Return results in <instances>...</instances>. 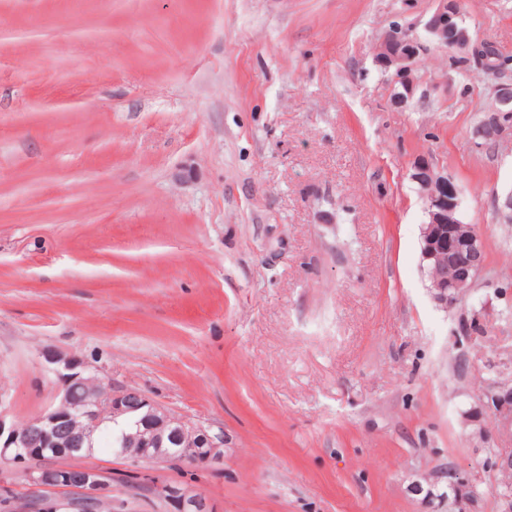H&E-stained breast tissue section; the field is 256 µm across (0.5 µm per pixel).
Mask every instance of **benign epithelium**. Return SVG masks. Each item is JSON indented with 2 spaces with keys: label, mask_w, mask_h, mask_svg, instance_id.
<instances>
[{
  "label": "benign epithelium",
  "mask_w": 512,
  "mask_h": 512,
  "mask_svg": "<svg viewBox=\"0 0 512 512\" xmlns=\"http://www.w3.org/2000/svg\"><path fill=\"white\" fill-rule=\"evenodd\" d=\"M459 17V0H436V7L424 24L427 39L392 31L382 38L374 62L382 71L391 74L396 89L394 106L404 107L412 102L417 90L414 74L417 59L434 46L465 53L482 71L500 74L496 63L491 61L498 53H487L486 42L473 39L468 28L458 26ZM487 133L495 139L512 133V82L495 86L494 103L486 109L472 137L478 140ZM411 179L420 187L425 201L426 222L422 225L421 253L423 260L435 269L428 280V288L440 308H453L485 267L484 239L475 227L462 226L459 190L447 170L420 159L413 165ZM42 358L43 369L54 378L57 403L21 427L0 399V460L21 466L28 477L39 474L36 479L38 486L70 488L69 468L41 465L42 449L58 448L59 455L63 456L66 449L82 444L88 431L101 425L104 415H112V421L116 423L129 413L144 408L147 409L144 430L127 436L126 460L134 465L145 462L161 466L170 456V446L174 443L181 448V457L186 463L212 466L224 462V426L195 422L172 412L136 387L105 384L100 381L96 370L76 356L48 349L42 353ZM74 382L85 389L84 408L81 410L85 429L79 432L72 430L62 440L55 441L52 436L58 432L59 423L63 420L62 406L70 402L69 386ZM481 402L496 429L512 431V388H487L482 393ZM79 472L75 490L82 494V499L90 501L108 494L103 472L91 468H81ZM448 481L456 491V498L448 502V508L475 512L480 500L477 480L450 468ZM155 493L166 499L174 512H196L201 507L209 512L213 510L204 495L185 486L158 485ZM78 508L80 503L77 500H44L40 505L42 512H74Z\"/></svg>",
  "instance_id": "benign-epithelium-1"
}]
</instances>
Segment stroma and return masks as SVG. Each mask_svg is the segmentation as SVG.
I'll return each instance as SVG.
<instances>
[{"instance_id":"35a3bbf8","label":"stroma","mask_w":512,"mask_h":512,"mask_svg":"<svg viewBox=\"0 0 512 512\" xmlns=\"http://www.w3.org/2000/svg\"><path fill=\"white\" fill-rule=\"evenodd\" d=\"M435 0H0V393L15 419L56 401L40 351L223 425L224 461L133 466L112 512H172L121 474L191 487L215 512H448L512 433L479 397L512 387V137L471 128L495 81L442 48L408 107L374 63L424 36ZM512 57V0H461ZM448 170L485 269L454 308L421 256L419 158ZM481 336H464L471 320ZM448 481L457 495L452 501L448 498V511H450L451 508L468 512L477 511L476 509L478 508L480 500L477 493V483L479 481L472 479L469 475L462 473L456 468H448ZM465 490L471 491L468 497L461 496V493Z\"/></svg>"}]
</instances>
